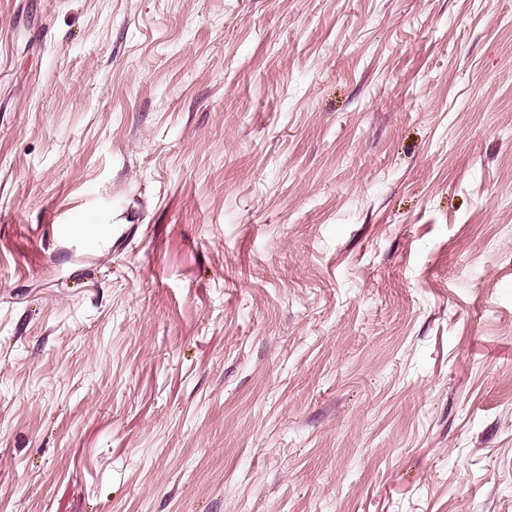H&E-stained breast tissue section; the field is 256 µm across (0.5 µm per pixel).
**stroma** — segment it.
Masks as SVG:
<instances>
[{
	"mask_svg": "<svg viewBox=\"0 0 512 512\" xmlns=\"http://www.w3.org/2000/svg\"><path fill=\"white\" fill-rule=\"evenodd\" d=\"M0 512H512V0H0ZM79 226L76 230L74 224H57L56 235L61 241L69 243L72 248L95 247L104 248L109 240L108 232L96 231L91 228Z\"/></svg>",
	"mask_w": 512,
	"mask_h": 512,
	"instance_id": "obj_1",
	"label": "stroma"
}]
</instances>
